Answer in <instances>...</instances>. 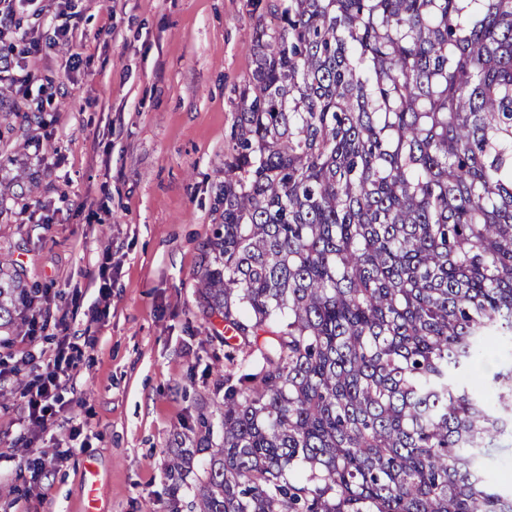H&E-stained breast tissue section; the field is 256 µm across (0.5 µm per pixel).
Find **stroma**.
<instances>
[{
  "mask_svg": "<svg viewBox=\"0 0 512 512\" xmlns=\"http://www.w3.org/2000/svg\"><path fill=\"white\" fill-rule=\"evenodd\" d=\"M273 0H75L73 42L35 66L29 96L0 81V184L31 190L0 206V255L49 290L78 337L80 375L61 391L86 419L85 447L13 493L24 458L28 369L0 384V512H84L82 462L99 467L101 512H189L206 467L179 493L167 468L202 425L221 443L224 325L197 303L203 246L224 179L255 21ZM88 59L69 70L72 52ZM54 94L39 123L21 115ZM43 161H30L32 151ZM112 253L110 314L93 320L95 258Z\"/></svg>",
  "mask_w": 512,
  "mask_h": 512,
  "instance_id": "35a3bbf8",
  "label": "stroma"
}]
</instances>
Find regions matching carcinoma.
<instances>
[{"label": "carcinoma", "mask_w": 512, "mask_h": 512, "mask_svg": "<svg viewBox=\"0 0 512 512\" xmlns=\"http://www.w3.org/2000/svg\"><path fill=\"white\" fill-rule=\"evenodd\" d=\"M270 14L197 289L224 437L176 449L170 512L196 453L194 512H512V0ZM33 298L0 259V329ZM498 445H506L507 448H497L493 454L492 468L496 479L503 484L512 481V446L508 437L500 440Z\"/></svg>", "instance_id": "carcinoma-1"}]
</instances>
